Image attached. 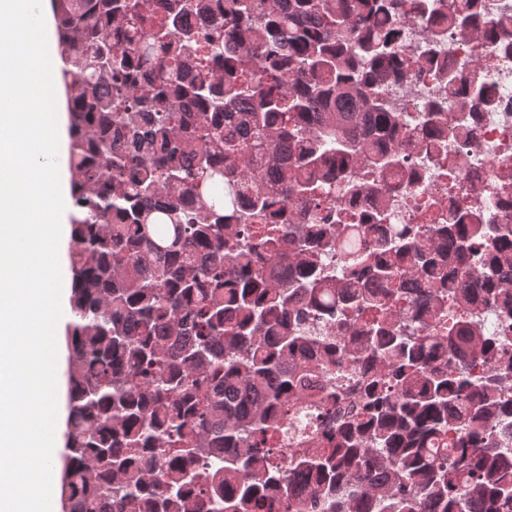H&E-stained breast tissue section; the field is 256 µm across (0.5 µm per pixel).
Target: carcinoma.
<instances>
[{
	"label": "carcinoma",
	"instance_id": "cac0c4a2",
	"mask_svg": "<svg viewBox=\"0 0 512 512\" xmlns=\"http://www.w3.org/2000/svg\"><path fill=\"white\" fill-rule=\"evenodd\" d=\"M51 4L76 210L68 512H512V329L482 316H512V223L450 209L435 236L321 208L360 193L357 165L403 168L380 91L403 75L400 0ZM472 250L482 268L448 271ZM306 417L327 440L283 447Z\"/></svg>",
	"mask_w": 512,
	"mask_h": 512
}]
</instances>
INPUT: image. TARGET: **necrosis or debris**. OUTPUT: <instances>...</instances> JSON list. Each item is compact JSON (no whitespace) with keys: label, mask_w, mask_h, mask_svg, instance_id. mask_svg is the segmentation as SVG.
Here are the masks:
<instances>
[{"label":"necrosis or debris","mask_w":512,"mask_h":512,"mask_svg":"<svg viewBox=\"0 0 512 512\" xmlns=\"http://www.w3.org/2000/svg\"><path fill=\"white\" fill-rule=\"evenodd\" d=\"M419 0H402L405 24L401 38L408 79L383 86L386 103L398 116L397 135L409 139L429 120L427 106H440L442 138L407 151L412 179L398 183L357 171L363 187L354 199L335 194V207L371 209L376 194L391 199L394 223L444 224L452 209H465L485 219L512 216V46L495 36L457 35L435 38L418 14ZM437 51L443 68L424 66ZM479 74L493 95L491 105L469 99L466 92L446 94L449 71Z\"/></svg>","instance_id":"necrosis-or-debris-1"}]
</instances>
